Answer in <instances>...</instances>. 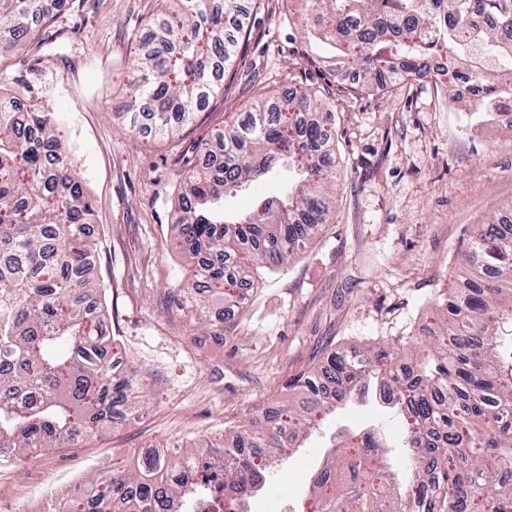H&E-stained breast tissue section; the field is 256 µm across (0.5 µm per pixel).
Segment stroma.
<instances>
[{"label":"stroma","instance_id":"1","mask_svg":"<svg viewBox=\"0 0 512 512\" xmlns=\"http://www.w3.org/2000/svg\"><path fill=\"white\" fill-rule=\"evenodd\" d=\"M153 13L154 0H68L52 42L0 59L7 88L54 112L56 135L73 151L94 211L103 332L143 382L130 420L0 462V512H37L49 495H80L81 482L103 468L129 467L133 449L255 427L266 406L287 401L286 382L332 350L426 355L434 300L459 274L475 225L512 205V135L498 121H472L467 84L455 85L452 104L427 78L350 95L349 60L304 38L301 12L286 0H263L242 61L194 125L172 141L143 134L120 105L138 52L131 38ZM261 86L278 97L302 86L331 92L332 112L318 117L336 127L332 218L304 251L260 269V288L217 336L180 291L199 259L174 246L178 159ZM376 426L396 482L407 483L402 420L369 396L326 417L281 458L249 512L295 505L339 434Z\"/></svg>","mask_w":512,"mask_h":512}]
</instances>
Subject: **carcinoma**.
<instances>
[{
	"instance_id": "obj_1",
	"label": "carcinoma",
	"mask_w": 512,
	"mask_h": 512,
	"mask_svg": "<svg viewBox=\"0 0 512 512\" xmlns=\"http://www.w3.org/2000/svg\"><path fill=\"white\" fill-rule=\"evenodd\" d=\"M60 0H0L7 49L42 41ZM142 53L132 63L131 120L142 111L154 135L175 139L196 121L218 81L248 41L257 0H158ZM306 33L325 39L363 77L353 93H385L421 77V60L442 52L466 64L460 77L476 90L470 114L512 123V0H298ZM326 98L307 89L274 99L263 91L241 119L212 132L198 156L181 158L179 247L207 254L186 285L207 314L234 288L232 256L280 265L328 223L334 133L309 116ZM53 113L20 112L0 90V448H61L103 432L136 413L135 379L112 366L96 330L102 295L86 232L92 205L74 158L54 135ZM285 169L278 194L231 220L224 196L243 183ZM472 277L435 300L440 324L432 347L413 365L384 352L365 357L332 352L288 381V401L270 427L233 430L224 440L173 448L116 477L87 481L86 494L43 512H187L199 499L212 512H246L279 458L318 417L365 393L371 381L396 397L406 426L412 479L401 486L385 462L378 430L339 436L335 455L312 480L308 499L319 512H407L422 490L430 512H512V209L473 230L462 256Z\"/></svg>"
}]
</instances>
